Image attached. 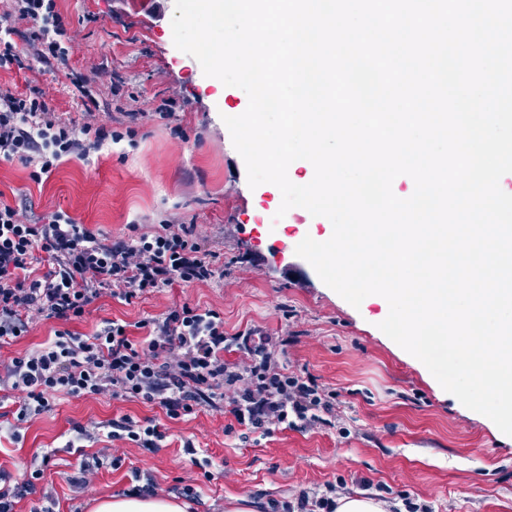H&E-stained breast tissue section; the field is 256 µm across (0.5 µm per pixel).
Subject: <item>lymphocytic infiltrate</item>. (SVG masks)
Instances as JSON below:
<instances>
[{"label":"lymphocytic infiltrate","instance_id":"f902f5d3","mask_svg":"<svg viewBox=\"0 0 512 512\" xmlns=\"http://www.w3.org/2000/svg\"><path fill=\"white\" fill-rule=\"evenodd\" d=\"M19 19L29 21L27 30H18ZM21 41L29 46L28 55L18 50ZM71 49L55 0H14L11 13L0 16V70L38 63L62 73L87 103L88 79L67 68ZM123 138L91 122L57 120L42 89L0 88V158L35 162L33 182H41L62 156L85 158ZM28 208L24 199L0 202V344L25 335L38 319H55L62 327L52 339L0 364V391L26 394L18 419L49 411L60 395L102 394L159 406L173 420L227 400L237 424L253 432L303 428L331 412L332 403L314 378L276 363L265 349L266 336L249 329L225 337L224 318L212 308L185 302L134 326L107 320L85 338L67 330V322L84 317L107 294L130 303L177 285L223 279L224 260L191 224L166 223L154 234L105 242L64 212L28 223ZM229 344L242 353L241 362L225 361ZM102 428L108 440L147 449L160 447L165 438L154 421L140 424L125 415ZM51 461V453H44L40 468L20 480L1 469L0 512H13L16 501L35 492Z\"/></svg>","mask_w":512,"mask_h":512}]
</instances>
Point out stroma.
Listing matches in <instances>:
<instances>
[{"instance_id": "1", "label": "stroma", "mask_w": 512, "mask_h": 512, "mask_svg": "<svg viewBox=\"0 0 512 512\" xmlns=\"http://www.w3.org/2000/svg\"><path fill=\"white\" fill-rule=\"evenodd\" d=\"M56 9L72 37L68 65L89 79L100 105L96 124L124 138L85 159L62 157L38 184L25 164L0 159V201L28 199L32 219L64 211L107 240L132 224L142 233L168 221L192 224L224 255L223 281L131 304L106 295L70 330L88 336L103 321L134 323L183 301L213 308L224 315L225 333L258 329L269 336L275 360L313 376L333 394L334 408L326 425L248 433L225 407L172 420L158 406L108 395L60 396L50 412L21 421L24 394L9 391L0 399V468L17 476L52 452L55 464L42 485L57 512H90L92 499L122 494L139 476L152 477L157 492L194 496L193 512H224L238 496L293 506L305 493L353 491L385 501L388 512H406L410 502L427 512H512V436L405 356L379 328L378 301L351 306L297 257V245L322 235L324 221L301 207L277 218L280 190L249 187L224 123L248 100L234 86L216 98L200 63L175 47L174 0H56ZM0 86L45 89L56 117L76 125L87 119L62 75L48 69L0 70ZM167 97L180 107L163 119L155 109ZM290 265L297 280L283 277ZM119 415L159 422L162 448L101 435L73 447L75 424L91 427ZM187 440L196 455L185 453ZM105 447L110 456L87 490L73 492L69 475ZM199 458L209 459V468L196 466Z\"/></svg>"}]
</instances>
